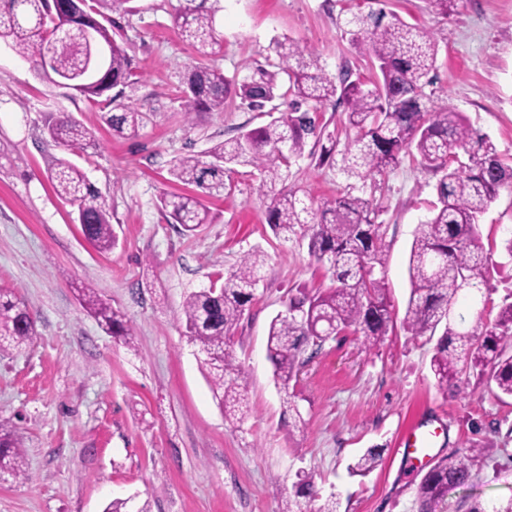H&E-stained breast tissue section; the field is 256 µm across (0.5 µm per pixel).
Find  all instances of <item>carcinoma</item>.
Returning a JSON list of instances; mask_svg holds the SVG:
<instances>
[{
	"label": "carcinoma",
	"instance_id": "obj_1",
	"mask_svg": "<svg viewBox=\"0 0 512 512\" xmlns=\"http://www.w3.org/2000/svg\"><path fill=\"white\" fill-rule=\"evenodd\" d=\"M89 15L99 21L97 44L90 43L80 26L63 21L66 0H0V41L24 58L41 50L49 55V69L66 81L83 78L78 92L100 112L116 136L136 132L147 119L143 105L130 92L139 78L121 33L112 31L110 13L136 12L135 0H85ZM209 0H183L175 24L183 40L202 56L221 47L216 29L217 9ZM342 27L353 47L378 70L370 83L353 77L350 69L338 75L326 72L319 55L293 42L275 41L271 50L277 66L288 76L287 110L268 123L212 144L201 155L177 157L170 163L173 181L218 195L225 189L224 174L246 166L257 171L259 188L269 197L267 223L283 239L297 234L308 238L314 260L332 272L333 284L314 294L288 297L285 310L271 320L267 357L274 377L285 391L288 412L304 422L295 394L288 393L309 361L307 347L320 350L333 336L354 328L374 346L394 328L386 286V255L382 243L381 210L374 204L385 177L403 157L420 158L425 169L438 176L437 203L415 236L408 263L410 297L403 328L412 336L436 340L430 369L442 393L453 388L467 393L471 379L488 382L512 397V301H505L492 320L479 310L474 322H456L454 307L462 296L485 303L488 256L478 231L479 220L499 195L512 185V167L501 159L493 141L471 127L462 113L444 99L434 100L438 45L433 34L409 25L382 10L349 12ZM181 107L192 118L198 112H222L236 94L247 108L262 112L277 98L275 74L263 67L241 81L220 71L196 66L184 77ZM345 106L348 124L356 130L341 151V171L359 183L333 201L315 205L309 191L289 187L292 161L302 157L309 136L321 142L317 112L327 103ZM50 140L84 150L94 145L91 133L67 115L49 119ZM463 153L460 165L449 156ZM58 198L76 203L75 221L84 237L99 251L112 249L116 235L106 200L71 161L60 158L49 174ZM168 223L193 233L212 221L209 209L190 193H166L159 199ZM264 258L258 250L244 254L237 267L208 288L188 293L178 321L189 341L199 348L200 364L214 398L233 421L248 414L247 381L242 367L229 352L231 339L247 307L255 299L259 269ZM84 307L106 332L133 344L134 330L124 316L103 302L91 288L79 289ZM36 336L35 320L11 288H0V350H21ZM482 453L477 444L466 454L440 459L421 479L416 503L419 512H434L448 492L468 484L473 461ZM380 452L367 449L350 467L365 476L378 465ZM294 497L282 512H336V501L319 498L313 475L296 474ZM27 479V465L16 430L0 423V479Z\"/></svg>",
	"mask_w": 512,
	"mask_h": 512
}]
</instances>
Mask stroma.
<instances>
[{
    "label": "stroma",
    "mask_w": 512,
    "mask_h": 512,
    "mask_svg": "<svg viewBox=\"0 0 512 512\" xmlns=\"http://www.w3.org/2000/svg\"><path fill=\"white\" fill-rule=\"evenodd\" d=\"M387 12L431 31L438 44L436 94L487 134L512 163V0H461L441 17L427 0H383ZM136 13H112L141 76L133 96L150 107L136 133L114 136L76 91L38 76L33 64L0 45V286L16 289L37 334L20 352L0 353V422L15 426L29 478L0 482V512H103L116 498L147 502L152 512H280L298 470L313 472L321 498L337 512H417L423 470L412 469L400 435L422 424L445 426L441 459L484 450L467 485L449 492L437 512L512 502V399L486 386L443 394L429 363L433 343L395 327L379 345L347 330L328 340L303 368L294 390L303 413L295 423L273 378L266 335L289 293L332 283L311 262L307 239H283L266 222L269 200L248 169L231 189L203 196L213 221L193 236L161 213L159 198L181 191L171 160L202 154L212 143L267 122L229 97L220 112L187 118L183 78L204 64L243 79L267 66L273 40L314 49L330 74L349 66L374 79L338 23L366 0H221L222 48L201 57L180 37V0H137ZM63 112L93 134L87 150L56 145L44 133L48 114ZM78 164L107 200L118 245L98 252L84 238L76 209L48 179L55 159ZM437 178L403 159L375 194L382 214L387 289L396 319L405 316L413 239L436 202ZM289 185L316 201L336 198L348 180L336 159L299 158ZM491 254L483 292L494 318L512 293V261L502 242L512 233V190L503 189L480 224ZM266 262L231 350L247 375L250 413L225 421L177 321L185 292L209 287L248 251ZM94 289L134 327L135 345L107 334L81 305ZM381 458L365 476L349 464L366 449Z\"/></svg>",
    "instance_id": "35a3bbf8"
}]
</instances>
